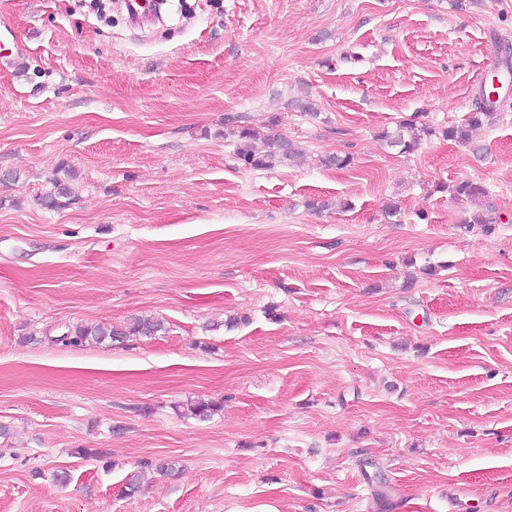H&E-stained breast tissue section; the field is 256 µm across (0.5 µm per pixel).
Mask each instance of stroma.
I'll return each mask as SVG.
<instances>
[{"label": "stroma", "mask_w": 512, "mask_h": 512, "mask_svg": "<svg viewBox=\"0 0 512 512\" xmlns=\"http://www.w3.org/2000/svg\"><path fill=\"white\" fill-rule=\"evenodd\" d=\"M169 9L0 0V512H512V96L440 135L512 0ZM242 126L304 162L245 167ZM480 95L479 101L477 100L476 103L473 104V112H471L467 122L461 125L448 126V128L444 129L442 132L444 137L463 145L471 143V133L473 129L480 126L484 119L490 117L493 112L496 111L492 105L493 101H491L485 89H481ZM397 135L388 142L392 147H400V152L406 153L413 150L419 143L420 135L415 132L413 121L403 122L399 126ZM448 189L452 196L459 201H482L488 196L486 188L481 183L470 180L461 181ZM164 329V322L154 317L138 318L128 328H118L111 324H97L91 327L76 326L65 335L68 343L94 342L101 344L107 339L120 340L130 334L152 336Z\"/></svg>", "instance_id": "35a3bbf8"}]
</instances>
